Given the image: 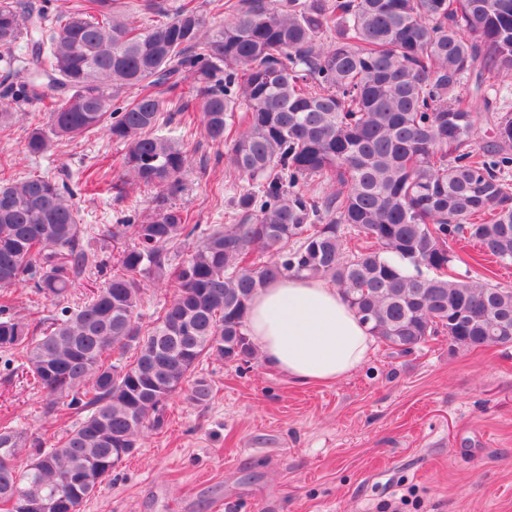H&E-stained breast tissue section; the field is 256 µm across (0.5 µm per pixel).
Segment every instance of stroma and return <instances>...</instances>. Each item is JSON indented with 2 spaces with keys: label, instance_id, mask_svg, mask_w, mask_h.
<instances>
[{
  "label": "stroma",
  "instance_id": "35a3bbf8",
  "mask_svg": "<svg viewBox=\"0 0 512 512\" xmlns=\"http://www.w3.org/2000/svg\"><path fill=\"white\" fill-rule=\"evenodd\" d=\"M200 107L170 102L165 132L184 139L190 158L175 204L207 228L230 209L231 179L228 148L205 136ZM31 130L20 121L0 137V158L72 190L101 261L73 288L74 305L112 274L99 228L142 219L156 193L85 189L88 171L122 173L125 147L105 134L34 159L22 150ZM196 373L211 381L210 401L173 398L164 429L142 437L82 512H389L410 489L420 505L402 512H512V349H455L436 336L397 354L377 343L361 369L330 385L295 384L258 358L248 369L210 358ZM41 403L0 361V424L61 436L69 422L45 418Z\"/></svg>",
  "mask_w": 512,
  "mask_h": 512
}]
</instances>
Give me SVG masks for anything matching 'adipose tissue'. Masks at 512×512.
Returning <instances> with one entry per match:
<instances>
[{
	"mask_svg": "<svg viewBox=\"0 0 512 512\" xmlns=\"http://www.w3.org/2000/svg\"><path fill=\"white\" fill-rule=\"evenodd\" d=\"M247 333L265 364L300 385L334 383L363 366L371 351L368 327L335 286L291 276L250 302Z\"/></svg>",
	"mask_w": 512,
	"mask_h": 512,
	"instance_id": "ef3b65f1",
	"label": "adipose tissue"
}]
</instances>
